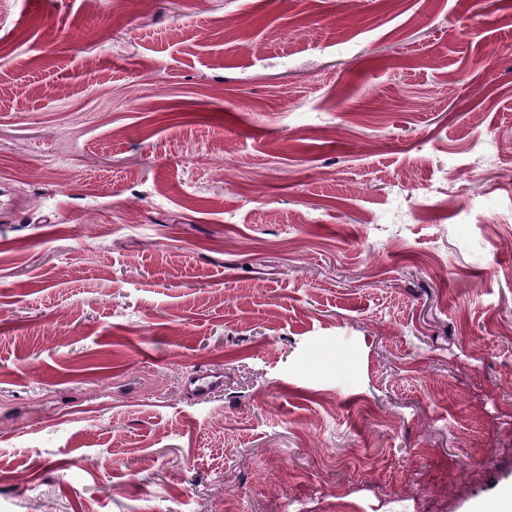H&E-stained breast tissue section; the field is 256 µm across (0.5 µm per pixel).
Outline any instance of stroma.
Instances as JSON below:
<instances>
[{
    "mask_svg": "<svg viewBox=\"0 0 512 512\" xmlns=\"http://www.w3.org/2000/svg\"><path fill=\"white\" fill-rule=\"evenodd\" d=\"M509 43L512 0H0V512L511 483ZM224 386L221 372L194 370L185 376V388L195 398L203 397Z\"/></svg>",
    "mask_w": 512,
    "mask_h": 512,
    "instance_id": "35a3bbf8",
    "label": "stroma"
}]
</instances>
